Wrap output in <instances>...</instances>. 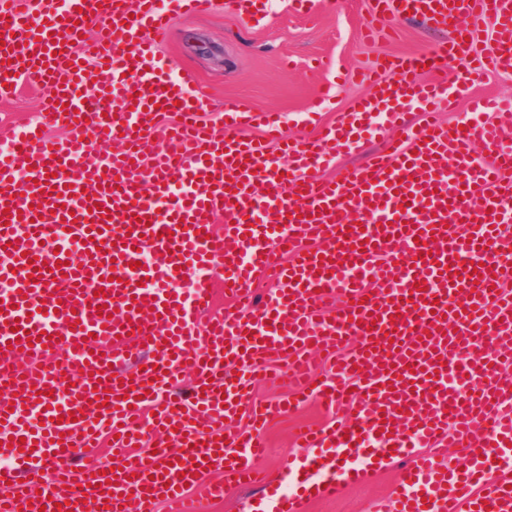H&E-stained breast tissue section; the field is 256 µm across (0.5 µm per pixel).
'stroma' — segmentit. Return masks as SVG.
<instances>
[{"label": "stroma", "instance_id": "stroma-1", "mask_svg": "<svg viewBox=\"0 0 512 512\" xmlns=\"http://www.w3.org/2000/svg\"><path fill=\"white\" fill-rule=\"evenodd\" d=\"M373 0H315L311 11L294 8L291 0H262L255 17L243 21L234 0H218L215 10L202 17H174L158 50L175 68L197 73L200 89L208 97L206 118L216 129L224 127V105L241 101L260 110L282 113L289 132L307 140L321 125L336 119L363 95L356 71L372 66L383 55H423L447 39L445 31L415 22L401 24L386 40L366 41L361 34ZM425 80L456 84V105L440 112L444 122H474L473 98L490 96L501 108L512 109V74L467 70L449 64L447 70L426 72ZM334 83L331 98L311 110L326 83ZM44 89L20 81L17 92L0 99V133L42 118ZM314 403L272 420L262 432L267 454L258 463L272 486H279L281 465L301 455L292 441L304 424L343 425ZM399 463L376 466L371 479L348 486L333 497L307 502L305 512H375L386 500L399 476Z\"/></svg>", "mask_w": 512, "mask_h": 512}]
</instances>
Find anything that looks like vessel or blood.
<instances>
[{"label":"vessel or blood","mask_w":512,"mask_h":512,"mask_svg":"<svg viewBox=\"0 0 512 512\" xmlns=\"http://www.w3.org/2000/svg\"><path fill=\"white\" fill-rule=\"evenodd\" d=\"M492 24L484 62L512 71V0H376L368 35L420 17L452 28L427 56H390L361 79L370 92L317 139L289 136L277 112L236 101L224 132L202 119L192 71L173 72L157 39L172 17L162 0H0V97L19 78L49 92L42 125L8 136L0 153V512H201L225 484L252 483L268 421L315 400L349 403L343 427L309 429L308 453L287 459L295 492L260 512H304L369 470L340 466L366 445L406 459L393 512H512V111L476 124L433 118L455 102L425 67L466 61L467 31ZM98 27L97 38H85ZM423 113L402 126L400 100ZM175 115L156 148L161 116ZM400 128L386 150L339 178L318 172L337 150L361 149L377 118ZM256 126L260 139L240 137ZM481 142L489 158L471 154ZM114 151L94 155L98 143ZM223 233H215L216 219ZM80 246L65 244L67 230ZM287 262H280V255ZM224 272L230 305L214 316L211 276ZM275 275L256 299L252 285ZM494 337V351L485 347ZM338 354L335 378L313 376L307 355ZM288 362L286 399L250 404L229 372ZM196 380L175 395L184 369ZM74 379L69 404L51 397ZM252 423L239 428L242 407ZM172 435L176 450L138 449ZM112 436L110 477L77 470L74 451ZM457 460H449V448ZM53 463L40 493L35 465ZM204 495V496H205Z\"/></svg>","instance_id":"obj_1"}]
</instances>
